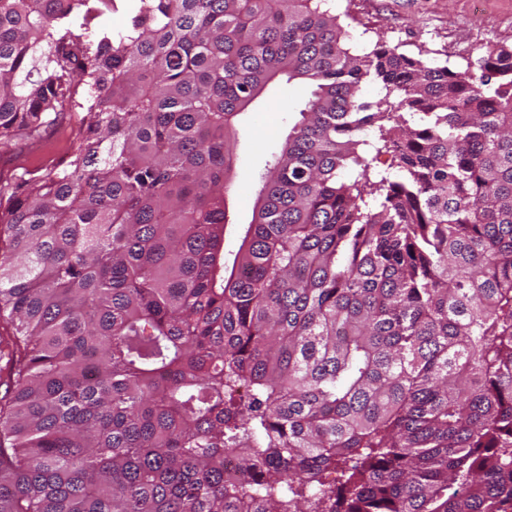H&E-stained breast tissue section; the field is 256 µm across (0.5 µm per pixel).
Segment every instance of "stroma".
<instances>
[{"mask_svg":"<svg viewBox=\"0 0 512 512\" xmlns=\"http://www.w3.org/2000/svg\"><path fill=\"white\" fill-rule=\"evenodd\" d=\"M340 16L352 51L363 54L385 34L400 51L459 69L487 48L512 43V0H329ZM308 98L305 85L279 81L268 89L237 125L235 167L227 193L228 224L224 258L233 260L252 218L260 176ZM77 114L65 113L41 139L16 138L0 143V177L22 167L49 170L67 160L75 147Z\"/></svg>","mask_w":512,"mask_h":512,"instance_id":"obj_1","label":"stroma"}]
</instances>
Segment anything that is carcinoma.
I'll return each instance as SVG.
<instances>
[{
  "instance_id": "1",
  "label": "carcinoma",
  "mask_w": 512,
  "mask_h": 512,
  "mask_svg": "<svg viewBox=\"0 0 512 512\" xmlns=\"http://www.w3.org/2000/svg\"><path fill=\"white\" fill-rule=\"evenodd\" d=\"M326 2L0 0V141L82 113L0 179V512H512V44L354 54ZM283 76L228 266L236 122ZM79 117L65 113L49 126L41 139L15 138L0 143V177L11 176L20 167L46 172L67 160L75 147ZM361 153L369 163V170L371 177L380 179L381 176H387L391 179L396 178L400 172L392 165V156L389 153H382L376 155V151L373 148L369 150L365 146H360Z\"/></svg>"
}]
</instances>
